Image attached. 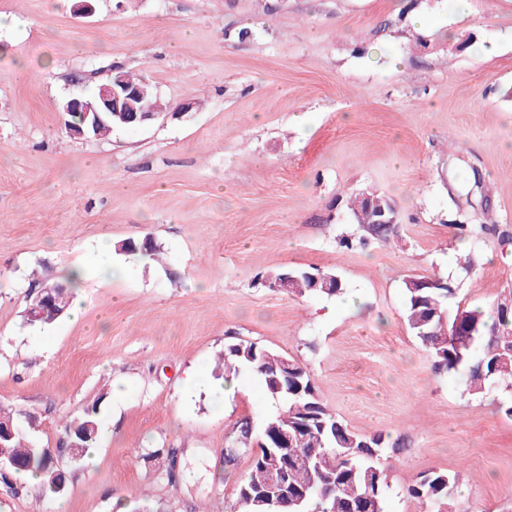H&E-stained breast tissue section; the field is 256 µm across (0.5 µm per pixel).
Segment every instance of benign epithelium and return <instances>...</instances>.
<instances>
[{"instance_id": "7a95c632", "label": "benign epithelium", "mask_w": 512, "mask_h": 512, "mask_svg": "<svg viewBox=\"0 0 512 512\" xmlns=\"http://www.w3.org/2000/svg\"><path fill=\"white\" fill-rule=\"evenodd\" d=\"M145 93L146 88L131 87L126 84L122 75L114 74L107 82L100 84L92 94L72 95L64 102L63 111L69 116L79 115L80 123H67L68 133L78 138L89 137L106 121L114 119L122 124H147L158 118V115L152 112L140 113L134 106V102ZM358 200L363 207L375 210V223L390 226L398 223L396 213L367 194H360ZM62 287L63 284L56 283L39 289L29 307L31 317L37 318L46 310L57 307L62 298L59 293ZM51 458L52 465L61 469L65 463H74L78 460V446L71 444L65 448H57L51 452Z\"/></svg>"}]
</instances>
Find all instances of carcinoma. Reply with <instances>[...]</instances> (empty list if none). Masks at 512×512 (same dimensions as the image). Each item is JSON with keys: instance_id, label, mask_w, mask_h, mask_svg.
Returning <instances> with one entry per match:
<instances>
[{"instance_id": "carcinoma-1", "label": "carcinoma", "mask_w": 512, "mask_h": 512, "mask_svg": "<svg viewBox=\"0 0 512 512\" xmlns=\"http://www.w3.org/2000/svg\"><path fill=\"white\" fill-rule=\"evenodd\" d=\"M369 239L386 241L395 228L375 223V212L365 208L356 214ZM343 240L345 246L356 243ZM126 255L153 256L161 247L153 238L129 239L114 246ZM294 276L290 293L295 295L337 296L343 291L338 279H327L329 273L317 268H280L268 274L263 285L281 287L283 275ZM456 288L449 282L432 286L419 276L404 281L405 313L410 329L427 351L438 373L462 368L468 372L467 387L480 394L492 383L512 387V297L501 299L495 316L487 318L484 310L463 307L453 302ZM460 322L463 335L448 340V327ZM242 370L257 374L267 395L279 404L270 417L269 427L252 456L251 471L238 484L237 512H386L383 457L403 452L399 441L390 442L385 435L357 434L321 400L310 372L297 360L259 346L236 343L224 349L222 375H238ZM13 422V434L3 440L6 451L19 459L25 471L42 476V489L49 498L64 492L67 477L50 463L48 450L31 437L34 419L21 413L0 411V422ZM295 434V447L288 449V494L270 493L269 458L280 452L276 448L278 429ZM99 430L97 409L91 408L78 420L63 426L65 438L88 448L96 443ZM150 456L163 460L169 480L177 477L178 451L159 448ZM458 475L445 470H429L407 488L408 495L432 508L448 500Z\"/></svg>"}]
</instances>
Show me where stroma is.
I'll return each instance as SVG.
<instances>
[{
    "label": "stroma",
    "instance_id": "35a3bbf8",
    "mask_svg": "<svg viewBox=\"0 0 512 512\" xmlns=\"http://www.w3.org/2000/svg\"><path fill=\"white\" fill-rule=\"evenodd\" d=\"M75 6L0 0V408L34 416L47 448L97 409L98 458L67 466L66 512H233L252 458L228 476L224 451L240 420L262 430L267 395L246 371L225 396L186 399L181 381L213 377L241 341L306 366L352 431L404 438L382 463L387 512H422L407 488L435 468L461 475L449 512H512L505 393L435 373L403 292L417 275L452 282L465 306L512 294V253L486 229L512 232V0ZM115 69L144 76L164 114L70 136L63 103ZM363 191L392 201L397 233L347 249L361 230L345 198ZM145 236L162 260L113 254L120 275H87L79 319L26 322L38 280ZM281 266L333 272L344 291L262 286ZM159 448L177 449V482ZM53 505L0 481V512Z\"/></svg>",
    "mask_w": 512,
    "mask_h": 512
}]
</instances>
